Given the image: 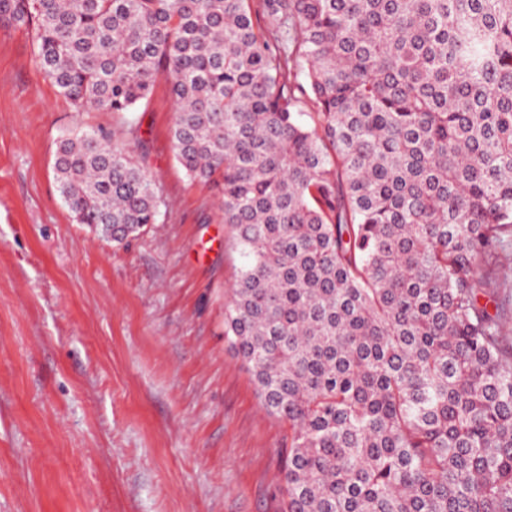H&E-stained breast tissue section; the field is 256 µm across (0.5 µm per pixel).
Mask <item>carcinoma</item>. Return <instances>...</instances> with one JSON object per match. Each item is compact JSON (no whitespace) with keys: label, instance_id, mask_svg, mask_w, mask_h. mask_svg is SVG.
Listing matches in <instances>:
<instances>
[{"label":"carcinoma","instance_id":"carcinoma-1","mask_svg":"<svg viewBox=\"0 0 512 512\" xmlns=\"http://www.w3.org/2000/svg\"><path fill=\"white\" fill-rule=\"evenodd\" d=\"M17 25L119 118L53 167L115 245L167 207L129 114L169 84L246 258L225 336L288 422L285 512H512V0H0Z\"/></svg>","mask_w":512,"mask_h":512}]
</instances>
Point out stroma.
<instances>
[{
  "mask_svg": "<svg viewBox=\"0 0 512 512\" xmlns=\"http://www.w3.org/2000/svg\"><path fill=\"white\" fill-rule=\"evenodd\" d=\"M174 112L161 81L135 114L168 207L113 246L53 165L116 116L75 112L30 34L0 28V512H284L288 424L224 334L244 258L174 159Z\"/></svg>",
  "mask_w": 512,
  "mask_h": 512,
  "instance_id": "35a3bbf8",
  "label": "stroma"
}]
</instances>
